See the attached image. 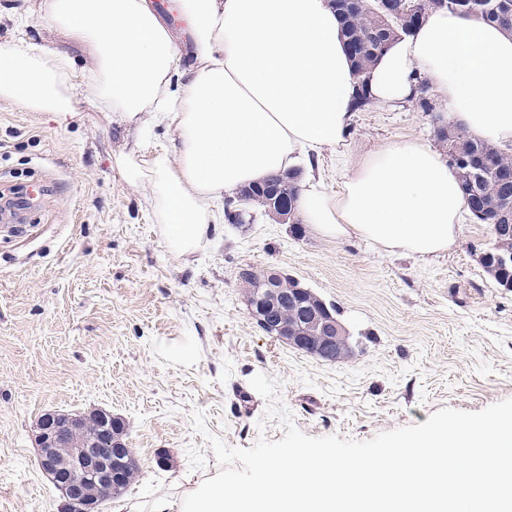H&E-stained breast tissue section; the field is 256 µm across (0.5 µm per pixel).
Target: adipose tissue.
<instances>
[{"mask_svg": "<svg viewBox=\"0 0 512 512\" xmlns=\"http://www.w3.org/2000/svg\"><path fill=\"white\" fill-rule=\"evenodd\" d=\"M199 64L180 101L168 85L176 47L146 0H50L60 30L94 48L85 89L123 123L173 127L176 161L151 163L150 192L177 252L203 238L213 202L344 143L360 93L410 100L419 77L477 137L512 141V34L476 18L429 14L357 82L326 0H179ZM67 56L17 38L0 45V98L64 116L75 110ZM462 197L448 162L409 143L374 152L340 192L304 181L298 212L327 237L357 236L421 257L456 240Z\"/></svg>", "mask_w": 512, "mask_h": 512, "instance_id": "obj_1", "label": "adipose tissue"}]
</instances>
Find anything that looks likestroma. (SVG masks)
<instances>
[{
  "label": "stroma",
  "mask_w": 512,
  "mask_h": 512,
  "mask_svg": "<svg viewBox=\"0 0 512 512\" xmlns=\"http://www.w3.org/2000/svg\"><path fill=\"white\" fill-rule=\"evenodd\" d=\"M49 3L0 0V44L21 34L89 68V47L53 25ZM412 142L434 145L428 113L371 105L354 113L344 147L323 152L320 178L338 192L370 154ZM162 150L177 156L166 124L141 132L82 91L64 118L0 98V190L34 193L23 220L0 222V512H64L34 443L49 411L124 420L140 473L102 512H153L160 498L179 512L220 469L195 411L232 447L283 438L278 421L263 420L255 374L275 381L276 402L313 437L364 441L445 407L512 398V290L480 264L490 232L468 212L456 243L422 258L311 226L297 240L262 217L236 229L219 199L200 245L179 254L147 181L123 175ZM246 267L278 268L333 305L353 356L327 362L268 336L243 297Z\"/></svg>",
  "instance_id": "obj_1"
}]
</instances>
